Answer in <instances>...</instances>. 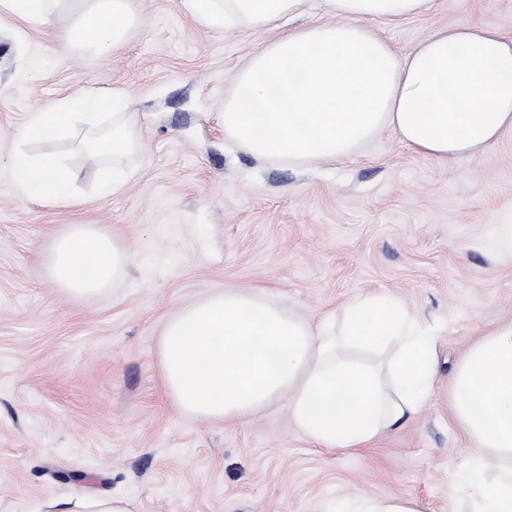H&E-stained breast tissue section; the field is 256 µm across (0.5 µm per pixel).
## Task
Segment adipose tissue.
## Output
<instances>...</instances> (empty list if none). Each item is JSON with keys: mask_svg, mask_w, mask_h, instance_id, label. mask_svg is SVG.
<instances>
[{"mask_svg": "<svg viewBox=\"0 0 512 512\" xmlns=\"http://www.w3.org/2000/svg\"><path fill=\"white\" fill-rule=\"evenodd\" d=\"M309 0H182L211 29L287 31L249 55L224 99V135L256 159L334 162L391 131L416 154L476 156L512 137V36L443 27L400 53L376 23L431 13L436 0H322L323 20L295 27ZM64 49L122 45L138 24L134 0H0V10L52 27ZM128 252L92 224H71L46 257L48 280L74 301L105 293ZM437 337L397 296L368 292L318 325L262 289L230 287L188 304L164 325L158 366L185 415L241 423L283 403L324 448H359L422 410L433 390ZM452 415L471 444L453 487L458 512H512V319L487 330L448 380ZM319 512H421L408 496L356 494Z\"/></svg>", "mask_w": 512, "mask_h": 512, "instance_id": "1", "label": "adipose tissue"}]
</instances>
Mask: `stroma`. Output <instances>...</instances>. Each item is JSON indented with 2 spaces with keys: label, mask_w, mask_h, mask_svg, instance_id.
<instances>
[{
  "label": "stroma",
  "mask_w": 512,
  "mask_h": 512,
  "mask_svg": "<svg viewBox=\"0 0 512 512\" xmlns=\"http://www.w3.org/2000/svg\"><path fill=\"white\" fill-rule=\"evenodd\" d=\"M107 55L64 53L40 24L0 14V512L98 495L139 512H318L321 500L405 495L448 512L470 444L448 408L466 348L512 317V249L484 232L512 213V139L479 156L423 158L391 133L352 160L285 166L228 147L220 114L246 55L279 30L198 24L181 0H136ZM512 35V0H437L378 32L401 53L440 27ZM122 91L143 144L120 193L67 207L24 200L7 168L28 112L80 90ZM96 224L129 253L108 294L67 299L44 274L52 239ZM227 287H265L318 322L367 291L437 327L425 409L367 448L317 446L285 406L242 426L182 414L157 363L165 320Z\"/></svg>",
  "instance_id": "1"
}]
</instances>
